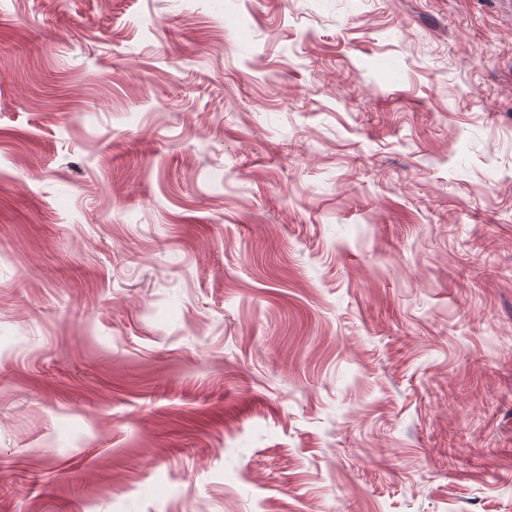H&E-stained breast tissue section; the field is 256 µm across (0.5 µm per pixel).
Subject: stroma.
Wrapping results in <instances>:
<instances>
[{
	"mask_svg": "<svg viewBox=\"0 0 512 512\" xmlns=\"http://www.w3.org/2000/svg\"><path fill=\"white\" fill-rule=\"evenodd\" d=\"M0 512H512V0H0Z\"/></svg>",
	"mask_w": 512,
	"mask_h": 512,
	"instance_id": "1",
	"label": "stroma"
}]
</instances>
